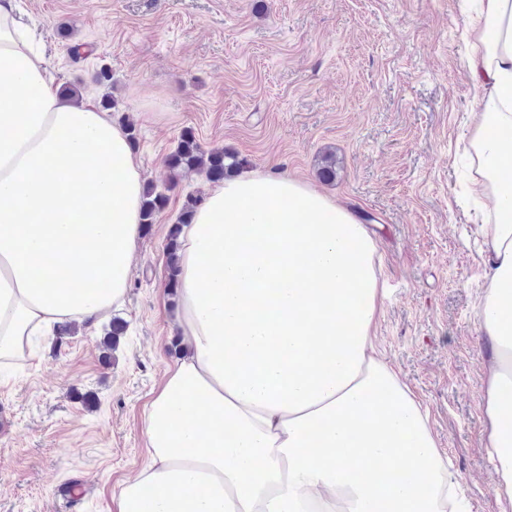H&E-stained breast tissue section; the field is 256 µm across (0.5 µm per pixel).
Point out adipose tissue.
Masks as SVG:
<instances>
[{
  "label": "adipose tissue",
  "instance_id": "ef3b65f1",
  "mask_svg": "<svg viewBox=\"0 0 512 512\" xmlns=\"http://www.w3.org/2000/svg\"><path fill=\"white\" fill-rule=\"evenodd\" d=\"M471 129L489 221L479 330L484 446L512 512V0L464 20ZM142 170L110 113L59 93L42 37L0 0V360L120 304ZM180 353L148 403L149 459L116 512H472L452 494L422 404L376 356L377 243L349 208L259 171L182 225Z\"/></svg>",
  "mask_w": 512,
  "mask_h": 512
}]
</instances>
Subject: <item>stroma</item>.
<instances>
[{
	"instance_id": "stroma-1",
	"label": "stroma",
	"mask_w": 512,
	"mask_h": 512,
	"mask_svg": "<svg viewBox=\"0 0 512 512\" xmlns=\"http://www.w3.org/2000/svg\"><path fill=\"white\" fill-rule=\"evenodd\" d=\"M462 0H16L51 74L134 124L145 184L169 197L142 230L121 305L33 337L0 369V512H111L147 459L144 410L175 353L166 244L212 183L167 166L184 131L242 171L285 175L352 208L378 246V356L428 411L472 512H496L483 446L481 242L460 201L484 109L465 68ZM93 49L74 58L73 46ZM111 81H98L101 68ZM336 152V176L320 157ZM125 332L102 342L113 321ZM72 486L76 500L58 490Z\"/></svg>"
}]
</instances>
